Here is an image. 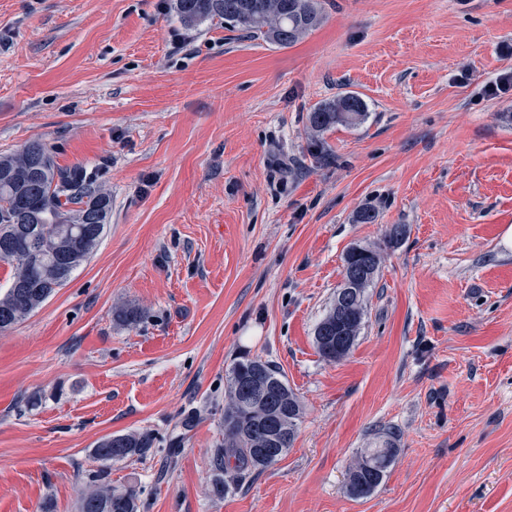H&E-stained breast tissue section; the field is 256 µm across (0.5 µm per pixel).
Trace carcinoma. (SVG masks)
I'll return each instance as SVG.
<instances>
[{
	"label": "carcinoma",
	"instance_id": "cac0c4a2",
	"mask_svg": "<svg viewBox=\"0 0 512 512\" xmlns=\"http://www.w3.org/2000/svg\"><path fill=\"white\" fill-rule=\"evenodd\" d=\"M174 11L181 23L199 25L222 19L251 36L288 47L316 30L324 16L320 0H174ZM363 98L348 92L315 107L308 113L315 133L337 125L353 127L365 120ZM112 210L110 195L93 186L83 173L57 167L47 149L32 143L21 150L0 155V260L14 264L12 280L0 295V321L14 326L62 287L54 270L63 263L60 245L78 242V254L71 270L85 264L97 249L103 234L85 229L107 224ZM22 222L33 227L40 251L32 259L15 255L19 237L12 234ZM380 252L369 247L350 249L344 257L343 278L352 280L346 292L345 308L358 319L347 336L336 332V306H331L315 328L320 355L336 362L348 355L361 331L365 316V292L375 279ZM302 404L288 387L280 369L260 358H244L234 363L224 402V443L211 457V493L224 497L229 481L262 471L273 462L258 452L274 448L277 457L287 453L295 438ZM148 432L108 436L94 448L103 462L119 463L143 456L153 447ZM398 448L390 438L376 448H367L349 467L347 491L354 498L371 495L394 465ZM137 493L130 489L116 492L105 484H94L80 495L78 512H138Z\"/></svg>",
	"mask_w": 512,
	"mask_h": 512
}]
</instances>
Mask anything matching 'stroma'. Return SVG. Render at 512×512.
Wrapping results in <instances>:
<instances>
[{
    "instance_id": "obj_1",
    "label": "stroma",
    "mask_w": 512,
    "mask_h": 512,
    "mask_svg": "<svg viewBox=\"0 0 512 512\" xmlns=\"http://www.w3.org/2000/svg\"><path fill=\"white\" fill-rule=\"evenodd\" d=\"M321 3L282 48L184 26L172 0H0V154L41 143L112 197L90 259L0 331V512H77L95 479L141 512H512V92L486 90L512 72V0ZM348 91L365 122L313 141L308 113ZM355 245L381 264L330 363L314 330ZM245 356L304 414L218 499ZM143 431L145 456L95 459ZM389 431L394 466L350 497L349 465ZM149 432H130L108 436L98 442L95 457L103 462L119 463L133 456H143L153 446Z\"/></svg>"
}]
</instances>
